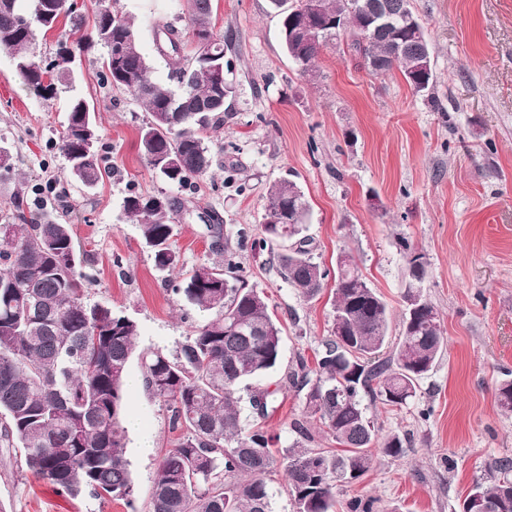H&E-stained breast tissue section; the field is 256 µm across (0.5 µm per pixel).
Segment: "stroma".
<instances>
[{
    "label": "stroma",
    "mask_w": 512,
    "mask_h": 512,
    "mask_svg": "<svg viewBox=\"0 0 512 512\" xmlns=\"http://www.w3.org/2000/svg\"><path fill=\"white\" fill-rule=\"evenodd\" d=\"M432 48L434 82L415 93L399 72L376 77L349 49L324 47L316 78L301 76L285 54L280 18L270 0H213L215 32L224 38V124L211 138L223 153L204 177L177 188L155 179L137 148L149 118L131 94L101 80L107 54L96 46L78 59L74 78L54 95L29 89L11 55L0 49V143L13 154L0 173V208L13 183L34 187L35 205H67L83 258L95 283L88 300L112 306L139 325V349L177 347L200 315L171 291L122 208L124 197L160 192L184 199L177 215L179 267L190 270L212 254L205 224L219 219L224 235L260 237L264 196L292 177L309 208L304 231L317 261L335 269L352 255L367 282L400 316L408 273L405 248L426 256L423 296L439 311L447 347L416 397L403 408L368 402L381 432L407 437L405 456L378 454L359 480L340 486L338 499L372 500V512H459L475 482H490L512 459V411L497 388L512 381V0H411ZM131 19L160 82L169 69L158 56L151 26L176 23L192 31L182 0H112ZM94 109L104 174L78 185L58 148L73 97ZM235 165L227 182L226 165ZM242 276L262 289L285 327L278 367L254 381L274 391L266 420L279 447L296 438L303 396L286 377L298 358L314 362L333 325L336 283L307 300L281 277L275 254L239 250ZM125 417L152 438L142 454L128 435L129 501L89 494L63 496L0 447V512H149L153 479L178 434L166 404L147 389L128 394Z\"/></svg>",
    "instance_id": "1"
}]
</instances>
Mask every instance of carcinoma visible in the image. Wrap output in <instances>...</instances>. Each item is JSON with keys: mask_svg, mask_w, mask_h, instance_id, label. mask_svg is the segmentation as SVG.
I'll list each match as a JSON object with an SVG mask.
<instances>
[{"mask_svg": "<svg viewBox=\"0 0 512 512\" xmlns=\"http://www.w3.org/2000/svg\"><path fill=\"white\" fill-rule=\"evenodd\" d=\"M17 0H0V48L11 53L24 83L42 94L71 79L77 55L113 42L126 45L117 62L104 58L103 83L128 91L149 112L140 129L138 150L161 181L184 187L206 175L215 155L210 132L224 123V38L214 33L212 0H184L197 46L182 56V34L171 22L153 26L157 53L171 69L172 85L160 84L140 48L133 23L112 10L110 0H95L92 29L83 41L57 40L55 59L46 67L30 54L33 29L57 28L72 19L75 0H31L21 13ZM310 0H273L280 8L281 44L312 77L321 49L333 39L348 40L350 51L375 76L408 70L431 46L422 37L394 26L373 36L358 30L353 0H326V17L316 36L296 42L291 32L294 9ZM70 176L85 187L97 185L102 169L95 150L97 124L89 104L70 103L58 137ZM27 185L20 181L10 205L0 210V444L20 448L28 468L58 491H83L100 499L126 501L133 493L124 459L126 375L139 336L137 322L103 304H91L86 292L94 278L77 253L74 225L65 215L27 212ZM291 179L267 190L262 237L238 232V248L261 252L289 243L277 254L280 273L298 294L313 299L330 270L315 260L309 242L299 236L297 214L307 208ZM185 206L163 193L131 194L124 200L127 218L138 224L155 266L169 271L179 264L174 216ZM216 260L182 275L173 291L208 317L194 327L173 354L140 352L146 388L170 408L172 429L181 431L174 448L156 469L151 512H273L266 481L276 463L278 437L262 422L274 409L273 393L251 391L252 423L241 418V389L274 369L281 357L283 326L269 298L240 275L236 251L223 240L219 224H208ZM407 256L421 259L409 271L404 289L401 334L391 353L390 311L366 282L354 258L344 254L336 266L331 336L315 356V368L297 362L289 384L304 392L301 418L292 422L299 440L281 450L293 512H335L336 487L362 477L375 451L400 457L408 448L396 433L380 435L366 415L363 396L402 408L416 396L419 382L445 349L446 336L437 309L413 295V280L423 279L425 254L404 244ZM317 426L339 449L312 448ZM501 477L478 483L462 502L476 512L479 498L492 512H512V460L499 465Z\"/></svg>", "mask_w": 512, "mask_h": 512, "instance_id": "cac0c4a2", "label": "carcinoma"}]
</instances>
